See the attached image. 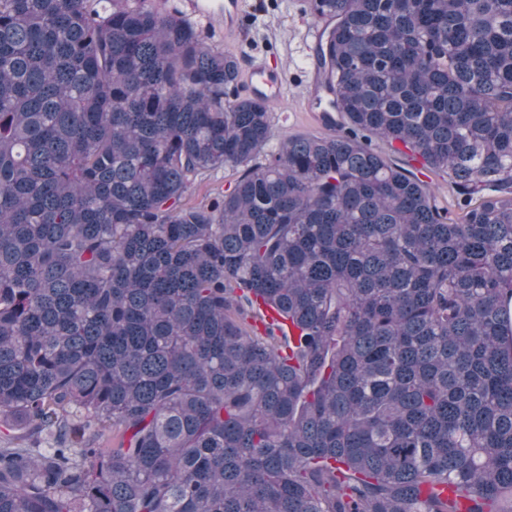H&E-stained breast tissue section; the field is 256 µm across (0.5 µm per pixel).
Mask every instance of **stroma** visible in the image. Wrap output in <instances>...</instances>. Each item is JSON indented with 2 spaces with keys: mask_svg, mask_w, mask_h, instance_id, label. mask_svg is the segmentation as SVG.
Segmentation results:
<instances>
[{
  "mask_svg": "<svg viewBox=\"0 0 512 512\" xmlns=\"http://www.w3.org/2000/svg\"><path fill=\"white\" fill-rule=\"evenodd\" d=\"M242 4L247 15L245 28L231 40L209 35L205 42L232 55L240 71L255 64L284 70V93L271 105V146H278L289 135H334V128L324 124L316 100L315 35L322 32L324 24L313 17L308 0H242Z\"/></svg>",
  "mask_w": 512,
  "mask_h": 512,
  "instance_id": "obj_1",
  "label": "stroma"
}]
</instances>
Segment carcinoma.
<instances>
[{
	"instance_id": "obj_1",
	"label": "carcinoma",
	"mask_w": 512,
	"mask_h": 512,
	"mask_svg": "<svg viewBox=\"0 0 512 512\" xmlns=\"http://www.w3.org/2000/svg\"><path fill=\"white\" fill-rule=\"evenodd\" d=\"M146 2L0 0V512H512V0H310L270 153ZM243 169L244 167L226 166L212 172L189 189L184 202L198 204L206 201L210 196L219 191L225 192L231 189L243 173ZM423 172L424 174L421 176V179L430 185L436 197L437 204L440 207L448 209L451 217L458 220L461 216V211L457 208L456 197L448 183V175L443 173L431 174L424 170Z\"/></svg>"
}]
</instances>
